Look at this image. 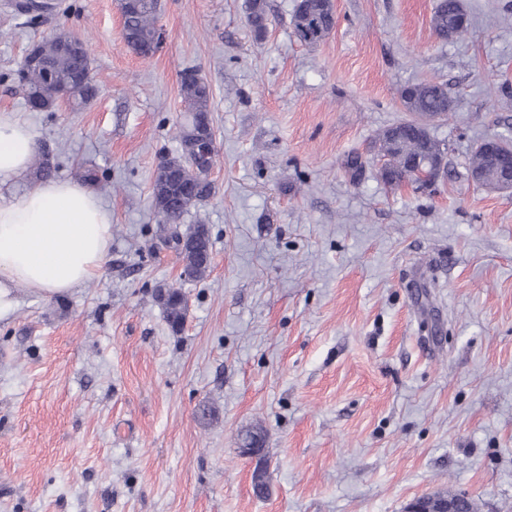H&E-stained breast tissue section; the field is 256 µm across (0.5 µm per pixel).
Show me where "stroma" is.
I'll return each mask as SVG.
<instances>
[{
  "instance_id": "stroma-1",
  "label": "stroma",
  "mask_w": 512,
  "mask_h": 512,
  "mask_svg": "<svg viewBox=\"0 0 512 512\" xmlns=\"http://www.w3.org/2000/svg\"><path fill=\"white\" fill-rule=\"evenodd\" d=\"M0 0V113L27 120L53 178L94 184L112 212L99 274L16 291L0 320V512H403L465 492L512 512V192L468 177L487 137L512 140V0H463L467 36L431 29L436 0H333L316 44L296 0H160L162 48L123 39L119 0ZM87 42L97 96L32 111L14 76L31 43ZM211 89L214 194L184 223L211 228L213 263L180 281L155 244L152 183L180 148L183 70ZM455 99L432 125L448 178L389 189L351 177L404 119L402 86ZM179 284L172 332L152 294ZM216 410L201 416L202 406ZM262 427L267 497L239 440ZM247 19L255 33V38L260 39L267 31V15L265 10V3L263 0H248L247 1ZM308 6L294 14L293 27L296 38L306 44H315L319 39H309L314 28H320L324 36L336 25V14L331 0H307ZM319 32L317 36H322Z\"/></svg>"
}]
</instances>
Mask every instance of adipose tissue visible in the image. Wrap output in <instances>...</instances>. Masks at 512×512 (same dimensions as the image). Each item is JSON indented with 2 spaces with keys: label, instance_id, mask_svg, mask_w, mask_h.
Segmentation results:
<instances>
[{
  "label": "adipose tissue",
  "instance_id": "ef3b65f1",
  "mask_svg": "<svg viewBox=\"0 0 512 512\" xmlns=\"http://www.w3.org/2000/svg\"><path fill=\"white\" fill-rule=\"evenodd\" d=\"M36 148L27 122L0 113V182L25 173ZM112 213L85 186L48 180L0 195V317L16 306L15 290L57 295L81 287L102 268Z\"/></svg>",
  "mask_w": 512,
  "mask_h": 512
}]
</instances>
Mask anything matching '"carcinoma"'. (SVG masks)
<instances>
[{"mask_svg":"<svg viewBox=\"0 0 512 512\" xmlns=\"http://www.w3.org/2000/svg\"><path fill=\"white\" fill-rule=\"evenodd\" d=\"M465 15L461 0H437L431 17V28L436 37L453 29L455 37H461L468 31L469 24L461 20ZM247 19L260 39L267 31V15L264 0H247ZM157 23L155 7L150 5L137 13L124 17V39L128 46L137 42L150 40L153 27ZM336 25V14L332 0H308V6L294 14L293 27L296 38L306 44H315L317 39L308 35L319 28L329 33ZM48 64L45 73H36L29 78L19 72V90L25 102L30 103L39 97L47 96L52 89L71 81L77 76L95 84L91 68L90 55L83 52L80 56L57 55L47 51ZM202 78L194 69L181 73V93L186 106L185 124L177 129L180 151L173 156H163L159 160L157 178L153 181V201L158 216L156 235L158 241L173 243V249L182 259L183 272L187 280L204 279L210 272L212 263V240L209 225L199 221L195 224H183L181 220L191 209L201 205L211 196V189L204 184L207 170L190 163L181 164L189 141L186 130H191L198 123H210L211 92L199 86ZM403 111L411 118L394 124L399 130V137L393 141L389 138V129L378 135L374 145L373 157L381 165L378 174L388 187L398 188L406 182L405 161L411 156L425 159L434 150L444 147L434 137H429L428 144L419 139L415 126L422 119H442L448 116L452 99L446 85L429 80L409 83L399 91ZM154 302L161 308L170 329L181 331L186 319L188 305L182 289L169 284H160L153 292Z\"/></svg>","mask_w":512,"mask_h":512,"instance_id":"obj_1","label":"carcinoma"}]
</instances>
